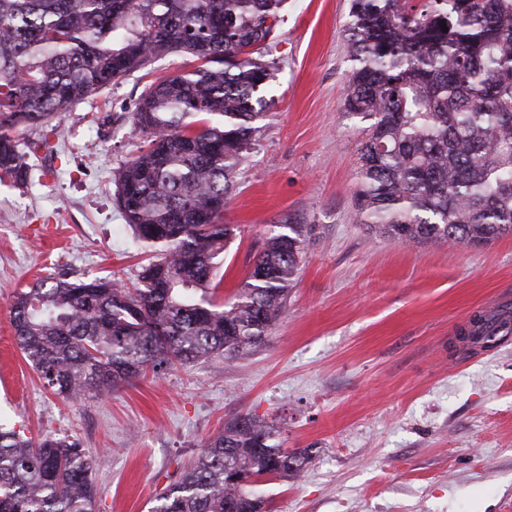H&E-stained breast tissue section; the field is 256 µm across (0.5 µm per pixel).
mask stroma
Masks as SVG:
<instances>
[{
    "label": "stroma",
    "mask_w": 512,
    "mask_h": 512,
    "mask_svg": "<svg viewBox=\"0 0 512 512\" xmlns=\"http://www.w3.org/2000/svg\"><path fill=\"white\" fill-rule=\"evenodd\" d=\"M351 0H286L263 59L274 102L240 165L217 300L270 234L312 228L263 346L148 375L78 404L45 386L9 323L13 292L55 273L134 282L149 251L113 200L112 171L143 145L131 116L149 83L198 67L177 53L68 105L24 186L0 182V420L22 437L77 439L94 512H149L208 436L249 413L311 449L298 478H264L272 512H512V340L458 335L512 301V236L405 246L368 232L354 192L364 121L344 110Z\"/></svg>",
    "instance_id": "1"
}]
</instances>
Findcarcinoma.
<instances>
[{
    "label": "carcinoma",
    "mask_w": 512,
    "mask_h": 512,
    "mask_svg": "<svg viewBox=\"0 0 512 512\" xmlns=\"http://www.w3.org/2000/svg\"><path fill=\"white\" fill-rule=\"evenodd\" d=\"M352 0L354 62L344 109L368 123L356 203L369 231L407 245L488 244L512 236V0ZM284 0H0V182L27 184L20 130L56 131L67 105L172 53L202 61L140 94L132 125L146 145L113 172L115 201L152 253L137 284L37 279L12 296L26 361L78 402L214 354L259 347L286 305L309 241L304 224L267 237L248 280L215 301L234 177L253 149L263 50ZM448 31H443L440 21ZM509 332L486 314L465 339ZM311 454L240 414L207 439L151 512H263L261 477H298ZM68 437L36 442L0 426V512H93L97 487Z\"/></svg>",
    "instance_id": "carcinoma-1"
}]
</instances>
